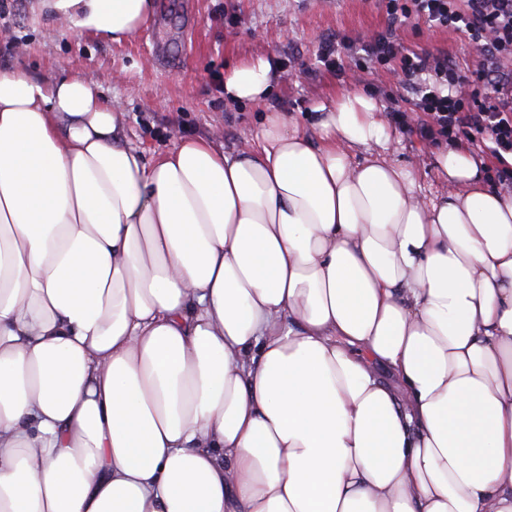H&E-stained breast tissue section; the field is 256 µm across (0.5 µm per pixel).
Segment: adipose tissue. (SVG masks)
<instances>
[{
    "mask_svg": "<svg viewBox=\"0 0 512 512\" xmlns=\"http://www.w3.org/2000/svg\"><path fill=\"white\" fill-rule=\"evenodd\" d=\"M315 110L149 163L83 75L0 69V512H512V194L450 144L424 197L373 98Z\"/></svg>",
    "mask_w": 512,
    "mask_h": 512,
    "instance_id": "ef3b65f1",
    "label": "adipose tissue"
}]
</instances>
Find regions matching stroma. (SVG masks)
Segmentation results:
<instances>
[{
  "mask_svg": "<svg viewBox=\"0 0 512 512\" xmlns=\"http://www.w3.org/2000/svg\"><path fill=\"white\" fill-rule=\"evenodd\" d=\"M153 15L131 38L115 42L73 30L60 33L40 12L37 0H0V68L27 70L44 80L80 71L119 102L130 141L147 160L168 149L174 133L203 136L224 129L233 151L242 132L257 129L264 113L282 112L307 129L318 120L313 107L357 88L385 111L415 119L411 89L384 67L365 68L351 46L391 28L381 0H153ZM407 48L442 51L460 69L477 53L467 38L431 29L416 20L396 27ZM340 45L343 72L316 59L320 42ZM276 66L264 106L224 101L225 71L252 52ZM391 157L419 165L426 196L439 191L432 161L435 148L416 133L393 125Z\"/></svg>",
  "mask_w": 512,
  "mask_h": 512,
  "instance_id": "stroma-1",
  "label": "stroma"
}]
</instances>
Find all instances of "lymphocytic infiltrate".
<instances>
[{"instance_id":"lymphocytic-infiltrate-1","label":"lymphocytic infiltrate","mask_w":512,"mask_h":512,"mask_svg":"<svg viewBox=\"0 0 512 512\" xmlns=\"http://www.w3.org/2000/svg\"><path fill=\"white\" fill-rule=\"evenodd\" d=\"M391 24L414 18L434 29L464 35L477 51L468 75L442 52L418 53L403 46L392 33L376 35L360 45L369 67L396 63L416 96L422 114L419 131L432 143L466 136L485 144L500 166L498 177L512 179L506 158L512 155V76L497 64L512 58V0H383ZM432 72L434 84L419 83Z\"/></svg>"}]
</instances>
